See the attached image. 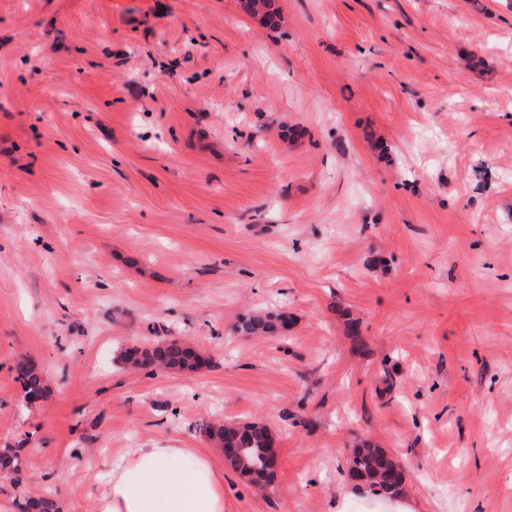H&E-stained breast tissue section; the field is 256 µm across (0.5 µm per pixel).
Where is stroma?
<instances>
[{
  "instance_id": "obj_1",
  "label": "stroma",
  "mask_w": 512,
  "mask_h": 512,
  "mask_svg": "<svg viewBox=\"0 0 512 512\" xmlns=\"http://www.w3.org/2000/svg\"><path fill=\"white\" fill-rule=\"evenodd\" d=\"M273 5L0 0V512H92L144 447L206 449L224 512H336L364 441L427 512H512V0ZM173 336L200 373L117 361ZM217 419L270 425L272 485ZM285 325L282 313L251 311L240 317L235 330L241 336H275L282 334ZM16 379L21 383L24 398L36 396L46 398L49 387L46 385L42 372L29 360L21 359L15 366Z\"/></svg>"
}]
</instances>
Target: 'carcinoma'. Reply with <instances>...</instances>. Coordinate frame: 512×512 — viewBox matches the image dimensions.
Instances as JSON below:
<instances>
[{
	"instance_id": "1",
	"label": "carcinoma",
	"mask_w": 512,
	"mask_h": 512,
	"mask_svg": "<svg viewBox=\"0 0 512 512\" xmlns=\"http://www.w3.org/2000/svg\"><path fill=\"white\" fill-rule=\"evenodd\" d=\"M286 325L284 315L271 311L244 313L237 325L240 336H275L282 333ZM148 364L154 368L178 372H197L205 363L198 352L179 340H167L144 349L133 348L124 354V359ZM16 379L21 383L24 397L46 398L49 387L42 372L30 361L21 359L15 366ZM205 433L213 444L222 448L230 446L235 452L225 457L233 470L260 486L273 482L275 472L268 469L267 450L272 446L273 434L264 423L237 424L234 422L212 423ZM22 470L15 450L0 451V478H13ZM348 474L359 478L366 489L375 494H393L401 490L402 478L392 474L390 455L382 448L365 444L353 451L347 466ZM20 512H58L57 502L48 495L29 497L18 504Z\"/></svg>"
}]
</instances>
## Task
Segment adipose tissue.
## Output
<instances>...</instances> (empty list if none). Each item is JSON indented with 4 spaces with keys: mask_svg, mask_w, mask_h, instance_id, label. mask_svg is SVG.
<instances>
[{
    "mask_svg": "<svg viewBox=\"0 0 512 512\" xmlns=\"http://www.w3.org/2000/svg\"><path fill=\"white\" fill-rule=\"evenodd\" d=\"M95 512H224V484L194 448H135L113 462Z\"/></svg>",
    "mask_w": 512,
    "mask_h": 512,
    "instance_id": "ef3b65f1",
    "label": "adipose tissue"
}]
</instances>
